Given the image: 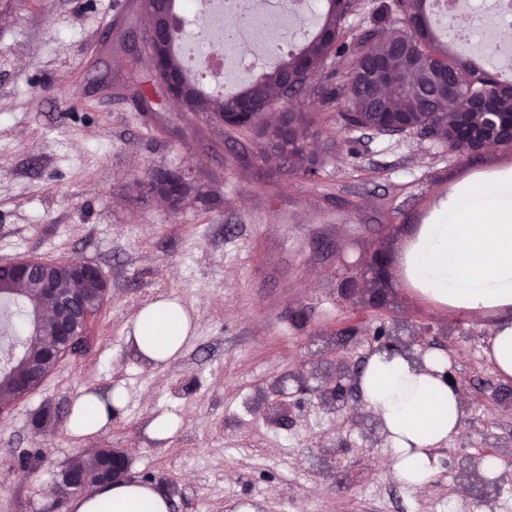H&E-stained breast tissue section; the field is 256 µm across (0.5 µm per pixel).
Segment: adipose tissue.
<instances>
[{
  "mask_svg": "<svg viewBox=\"0 0 512 512\" xmlns=\"http://www.w3.org/2000/svg\"><path fill=\"white\" fill-rule=\"evenodd\" d=\"M443 219L423 224L403 253L407 284L449 316L497 310L504 319L487 341L486 354L501 378L512 379V170L491 171L459 184L442 205ZM190 323L182 306L162 299L142 309L130 341L144 365L176 360ZM448 360L425 353L422 363L373 353L358 388L383 423L396 454L398 479L412 489L431 481L436 451L463 430L465 411L455 389L444 380ZM120 389L89 390L68 416L72 435L105 428L109 408H121ZM71 512H169L165 493L137 480L106 484L74 498Z\"/></svg>",
  "mask_w": 512,
  "mask_h": 512,
  "instance_id": "obj_1",
  "label": "adipose tissue"
}]
</instances>
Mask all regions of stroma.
<instances>
[{
    "mask_svg": "<svg viewBox=\"0 0 512 512\" xmlns=\"http://www.w3.org/2000/svg\"><path fill=\"white\" fill-rule=\"evenodd\" d=\"M148 26L140 0H0V261L89 260L109 285L86 348L0 415V512H68L74 494L61 474L98 448L126 449L171 512H448L477 501L459 452H491L508 473L491 512H512V382L484 353L504 315L446 318L401 266L416 226L460 182L512 168V150L467 159L424 135L351 129L339 106L308 91L300 105L326 120L318 177L243 162L256 141L156 94L147 50L125 48ZM107 81L142 89L151 111L104 90ZM158 170L192 182L179 207L128 196ZM376 251L390 258L385 272L370 265ZM350 276L353 304L340 294ZM377 290L384 305L368 306ZM162 298L179 301L192 329L175 362L150 369L127 338ZM396 317L424 326L466 390L463 434L438 449L437 471L417 491L397 479L389 444L371 445L345 413L325 415L297 395L276 425L253 405L323 341L365 366L375 329ZM110 387L126 395L110 426L73 437L74 402ZM163 413L180 427L150 441L144 428ZM332 441L345 448L324 476L313 462Z\"/></svg>",
    "mask_w": 512,
    "mask_h": 512,
    "instance_id": "35a3bbf8",
    "label": "stroma"
}]
</instances>
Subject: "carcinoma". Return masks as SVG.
Masks as SVG:
<instances>
[{"label":"carcinoma","instance_id":"cac0c4a2","mask_svg":"<svg viewBox=\"0 0 512 512\" xmlns=\"http://www.w3.org/2000/svg\"><path fill=\"white\" fill-rule=\"evenodd\" d=\"M428 0H390L377 24L365 31L350 50L345 22L355 10V0H325L322 21L314 34L295 51L280 55L273 68L244 78L238 91L224 97L206 94L192 78L176 52L166 68L184 86L179 97L187 112L205 114L216 123L252 134L261 145V158L278 162L289 173L313 174L318 160L308 151L323 134L319 117L293 105L295 96L310 87L327 59L353 52L349 80H325L313 87L324 104L344 101L340 116L350 128L407 129L434 136L463 157L475 154L476 144L467 131L479 129L484 114L465 109L467 98L491 97L493 111L512 114V82L497 80L485 67L470 62L460 37L440 40L432 31L425 5ZM160 174L128 187L136 198L158 194ZM64 290L86 294L91 314L103 304L102 293L91 283L76 286L62 275ZM15 307L21 320L43 307L38 280L22 284L0 282V300ZM55 340L50 324L15 339L0 365V408L17 399L16 378L36 361L49 369ZM112 448H99L88 457L69 462L67 487L86 491L112 465Z\"/></svg>","mask_w":512,"mask_h":512}]
</instances>
